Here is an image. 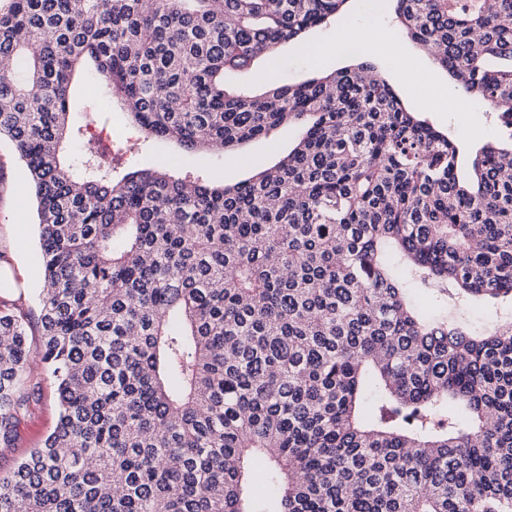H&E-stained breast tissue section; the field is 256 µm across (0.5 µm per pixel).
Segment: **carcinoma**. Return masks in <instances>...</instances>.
<instances>
[{"mask_svg": "<svg viewBox=\"0 0 512 512\" xmlns=\"http://www.w3.org/2000/svg\"><path fill=\"white\" fill-rule=\"evenodd\" d=\"M346 2L0 0V136L43 265L38 347L0 301V446L33 363L59 407L0 512H512V322L477 334L448 312L512 304V148L461 180L456 141L366 62L224 84ZM397 2L512 140V0ZM87 63L132 127L188 152L303 133L234 185L140 169L138 141L100 152L69 124Z\"/></svg>", "mask_w": 512, "mask_h": 512, "instance_id": "obj_1", "label": "carcinoma"}]
</instances>
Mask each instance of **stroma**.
<instances>
[{
  "label": "stroma",
  "instance_id": "35a3bbf8",
  "mask_svg": "<svg viewBox=\"0 0 512 512\" xmlns=\"http://www.w3.org/2000/svg\"><path fill=\"white\" fill-rule=\"evenodd\" d=\"M361 29L368 35L372 47L370 59L390 83L398 84L399 69L411 64L423 71L425 85L400 86L399 94L411 108H419L428 87L440 85L444 92L455 93L458 84L434 59L413 42L396 25L392 0H349L346 11L331 22L309 31L305 45L292 42L278 47L273 59H258L251 71L228 75L230 88L260 93L266 79L299 83L314 72H329L347 66L351 60L341 42V35L350 29ZM427 118L436 128L447 131L461 148L460 177H468L470 161L475 151L489 142L505 138L497 112L479 98H472L463 112L442 109L429 111ZM300 125L278 128L272 139L255 140L244 145L237 160H226L223 153L183 152L175 142H146L140 163L146 167L166 165L174 169L203 166L215 180L233 184L261 169L274 165L298 141ZM0 258L15 272V288H0V298L21 300L28 319L31 345H38V294L42 287V262L38 248L35 220L34 189L28 173L8 139H0ZM22 397L31 401V411L22 420L13 447H0V476L9 474L19 457L38 447L53 430L58 418L55 386L43 368H36L20 389Z\"/></svg>",
  "mask_w": 512,
  "mask_h": 512
}]
</instances>
